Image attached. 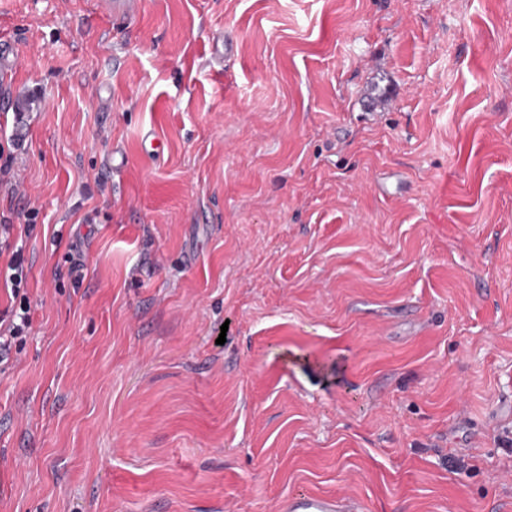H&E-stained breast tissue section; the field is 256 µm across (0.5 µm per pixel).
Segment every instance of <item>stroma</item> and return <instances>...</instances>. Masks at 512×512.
I'll return each instance as SVG.
<instances>
[{
  "mask_svg": "<svg viewBox=\"0 0 512 512\" xmlns=\"http://www.w3.org/2000/svg\"><path fill=\"white\" fill-rule=\"evenodd\" d=\"M96 2L0 0V512H512V0ZM13 224H7L4 220L0 224V256L5 251H12L11 258L2 272L0 267V280L6 287L11 285L10 298L11 310L0 317V364H7L10 360L13 348L20 350L31 328V304L26 292L27 273L25 272L26 259L22 252V246L13 243L11 232ZM8 321L6 328L2 329L4 322ZM290 512H361L362 505L349 496L299 495L289 502Z\"/></svg>",
  "mask_w": 512,
  "mask_h": 512,
  "instance_id": "1",
  "label": "stroma"
}]
</instances>
